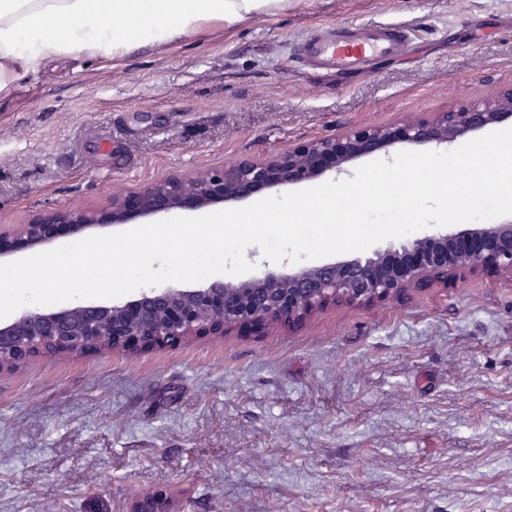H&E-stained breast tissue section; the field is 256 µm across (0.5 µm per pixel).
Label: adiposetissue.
Wrapping results in <instances>:
<instances>
[{
  "mask_svg": "<svg viewBox=\"0 0 512 512\" xmlns=\"http://www.w3.org/2000/svg\"><path fill=\"white\" fill-rule=\"evenodd\" d=\"M283 0H0V98L52 61L118 60L231 26Z\"/></svg>",
  "mask_w": 512,
  "mask_h": 512,
  "instance_id": "ef3b65f1",
  "label": "adipose tissue"
}]
</instances>
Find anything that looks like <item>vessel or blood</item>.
I'll return each mask as SVG.
<instances>
[{
    "label": "vessel or blood",
    "mask_w": 512,
    "mask_h": 512,
    "mask_svg": "<svg viewBox=\"0 0 512 512\" xmlns=\"http://www.w3.org/2000/svg\"><path fill=\"white\" fill-rule=\"evenodd\" d=\"M407 41L400 25L363 22L313 34L304 41L302 51L309 62L326 69L368 72L378 58L407 53Z\"/></svg>",
    "instance_id": "1"
}]
</instances>
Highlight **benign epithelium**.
<instances>
[{"instance_id":"benign-epithelium-1","label":"benign epithelium","mask_w":512,"mask_h":512,"mask_svg":"<svg viewBox=\"0 0 512 512\" xmlns=\"http://www.w3.org/2000/svg\"><path fill=\"white\" fill-rule=\"evenodd\" d=\"M512 118V88L489 102L433 118L359 127L303 143L262 160L239 159L191 177H168L112 196L102 207L51 209L0 229V257L31 250L91 228L145 224L174 212H204L265 191L341 173L356 159L396 144L448 145ZM468 275L512 278V220L455 233L423 235L369 256L289 273L269 271L237 283L216 279L201 288H151L110 305L36 309L0 324V371L18 368L33 348L69 351L116 341L133 353L177 347L193 336L236 329L264 334L276 315L295 321L337 297L374 306L400 299L420 285L448 286ZM167 493L137 501L135 512H167Z\"/></svg>"}]
</instances>
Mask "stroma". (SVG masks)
I'll list each match as a JSON object with an SVG mask.
<instances>
[{
    "label": "stroma",
    "mask_w": 512,
    "mask_h": 512,
    "mask_svg": "<svg viewBox=\"0 0 512 512\" xmlns=\"http://www.w3.org/2000/svg\"><path fill=\"white\" fill-rule=\"evenodd\" d=\"M406 25L372 72L301 65L329 26ZM512 87V0H289L165 53L51 62L0 99V225ZM512 512V279L295 330L0 372V512Z\"/></svg>",
    "instance_id": "stroma-1"
}]
</instances>
